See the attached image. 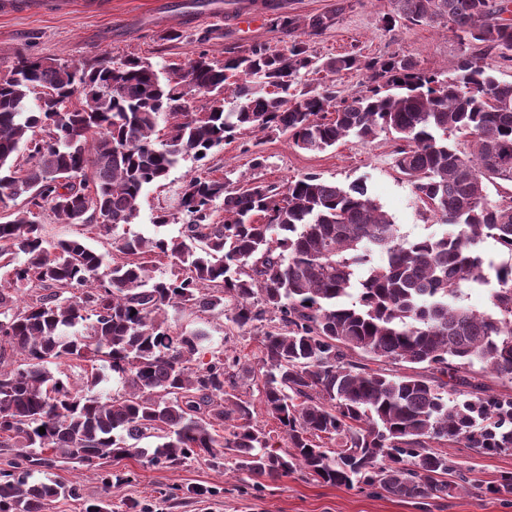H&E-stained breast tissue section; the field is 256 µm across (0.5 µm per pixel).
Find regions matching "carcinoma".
Returning <instances> with one entry per match:
<instances>
[{
  "instance_id": "cac0c4a2",
  "label": "carcinoma",
  "mask_w": 512,
  "mask_h": 512,
  "mask_svg": "<svg viewBox=\"0 0 512 512\" xmlns=\"http://www.w3.org/2000/svg\"><path fill=\"white\" fill-rule=\"evenodd\" d=\"M391 4L387 24L446 22L479 53L446 79L355 51L319 62L303 40L255 44L221 65L199 51L169 72L135 58L86 67L22 56L0 77V201L27 196L0 222V448L20 449L16 469L0 474V512L79 495L74 484L32 481L35 472L76 463L102 469L108 484L104 464L147 452L153 465L193 458L218 471L230 455L257 483L300 471L423 507L458 493L465 477L441 448L512 451V392L485 383L512 382V265L478 251L491 238L512 255V83L481 65L491 53L512 61L508 4ZM333 21L312 16L303 34ZM351 70L366 81L341 104L330 79L299 91L289 83ZM75 94L83 104L70 109ZM383 131L395 134L394 168L443 232L410 240L363 184L307 174L194 175L178 237L117 233L145 186L238 135H285L318 152ZM46 206L67 224L96 221L111 250L48 240ZM146 253L167 258L171 275L153 276ZM487 267L492 312L458 305ZM169 307L223 315L240 330L278 315L260 340L261 393L286 448L251 426L253 405L235 394L254 372L207 346L204 328H173ZM75 361L85 366L78 381ZM107 372L117 387L103 397ZM146 438L155 448L136 446ZM487 492L512 496V472Z\"/></svg>"
}]
</instances>
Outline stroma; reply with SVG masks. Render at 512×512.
Here are the masks:
<instances>
[{"label":"stroma","instance_id":"obj_1","mask_svg":"<svg viewBox=\"0 0 512 512\" xmlns=\"http://www.w3.org/2000/svg\"><path fill=\"white\" fill-rule=\"evenodd\" d=\"M104 2V7L92 8L88 0H63L58 8L0 15V76L25 55L52 57L70 65H90L103 58H141L171 68L201 50L220 62L231 49L243 51L262 43L282 50L294 40L269 19L242 28L233 23L234 12L262 9L264 0H209L204 7L167 0L161 9L156 0ZM274 2L276 14L288 17L334 15L332 27L308 43L310 52L322 59L357 49L368 58H408L420 69L445 77L475 51L443 23L387 26L384 17L391 10L389 0ZM392 150L393 137L385 132L370 142L353 138L321 152L296 149L280 135L243 136L202 161H180L165 180L146 186L138 215L126 231L144 237H177L186 220L180 207L182 192L193 174L274 182L313 173L340 185L365 182L369 195L407 238L441 232V225L394 168ZM258 155L264 158L259 168L254 165ZM164 212L174 215V223L155 227V216ZM40 221L48 239H80L101 251L107 246L93 223L64 224L47 208ZM171 322L179 329L208 324L215 347L240 355L252 371L260 370L261 330L237 329L220 316L204 322L184 312L172 314ZM448 455L463 462L469 484L454 497L434 500L431 512H512V497L485 491L501 472L512 471V452L488 456L470 448H452ZM106 468L117 476L108 488L95 467L65 465L49 470L50 478L77 484L81 497L54 500L43 512H84L85 502L98 499L111 503L112 512H126L129 502L138 503L141 512H417L414 505L387 494L318 484L298 472L259 485L229 460L220 472L199 460L168 468L138 457L109 462Z\"/></svg>","mask_w":512,"mask_h":512}]
</instances>
